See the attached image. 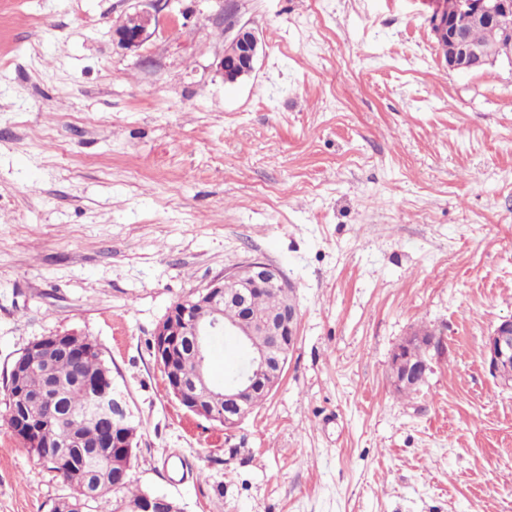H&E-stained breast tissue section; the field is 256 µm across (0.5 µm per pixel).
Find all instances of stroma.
Here are the masks:
<instances>
[{"label": "stroma", "mask_w": 512, "mask_h": 512, "mask_svg": "<svg viewBox=\"0 0 512 512\" xmlns=\"http://www.w3.org/2000/svg\"><path fill=\"white\" fill-rule=\"evenodd\" d=\"M0 0V512L72 489L11 434L33 340H93L139 424L135 485L183 512H512V389L483 361L512 318V63L449 70L427 0ZM263 43L229 84L237 27ZM279 267L298 342L235 432L165 390L169 307ZM440 338L425 384L394 349ZM155 20L156 14L147 10H137L134 14H130L123 23L117 25L113 34L118 43L127 49H139L151 36L149 31ZM131 21L133 22L131 23ZM428 371H429V365L425 359V361L421 362L414 369L409 367L403 376H400L397 372H395L391 376L392 387L393 388L397 387L394 389V393H396L397 395L406 396V397L416 393L418 388H411V387L400 388L398 386H401V384L404 381H408L410 379L419 381V382H423L427 378Z\"/></svg>", "instance_id": "35a3bbf8"}]
</instances>
